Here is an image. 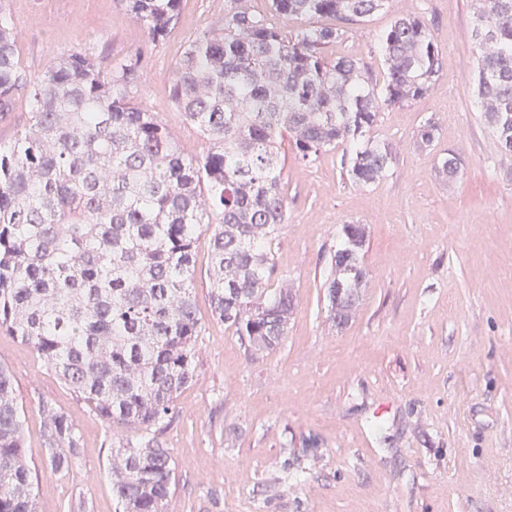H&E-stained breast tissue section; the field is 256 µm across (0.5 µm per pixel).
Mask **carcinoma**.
I'll list each match as a JSON object with an SVG mask.
<instances>
[{
    "mask_svg": "<svg viewBox=\"0 0 512 512\" xmlns=\"http://www.w3.org/2000/svg\"><path fill=\"white\" fill-rule=\"evenodd\" d=\"M153 42L177 24L181 0H121ZM388 0H225L222 28L188 42L172 73L171 97L206 139L188 157L156 113L137 100L139 59L103 68L86 50L22 68L0 0V119L15 97L27 122L0 143V330L39 360L108 425L144 432L112 451L116 512H167L175 484L168 449L148 436L171 417L194 378L201 330L194 300L195 252L208 236L212 313L256 354L279 345L293 288L269 287L272 244L286 222L284 143L302 161L342 148L358 186L393 174L391 148L365 138L388 107L425 96L443 55L423 16L399 17L375 37L384 70L330 58L347 25ZM293 17V33L274 22ZM474 103L500 152L512 154V0H477ZM438 124L417 132L434 145ZM453 151L437 175L454 181ZM326 283L329 316L345 326L365 286L363 224H344ZM43 442L53 471L73 467L80 438L66 415L42 403ZM0 512H37L24 450L23 408L0 366Z\"/></svg>",
    "mask_w": 512,
    "mask_h": 512,
    "instance_id": "1",
    "label": "carcinoma"
}]
</instances>
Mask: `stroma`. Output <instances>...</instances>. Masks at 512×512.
I'll list each match as a JSON object with an SVG mask.
<instances>
[{
    "mask_svg": "<svg viewBox=\"0 0 512 512\" xmlns=\"http://www.w3.org/2000/svg\"><path fill=\"white\" fill-rule=\"evenodd\" d=\"M476 0H390L351 26L332 57L381 72L375 35L397 16H425L444 66L431 91L380 114L371 137L396 154L391 177L353 185L335 149L305 164L286 148L288 220L274 242L272 285L295 292L288 333L253 356L211 314L207 240H199L195 376L153 436L169 448L176 484L168 512H512V155L500 153L472 105ZM24 70L35 75L76 49L103 62L138 56V99L189 155L207 141L171 99V72L189 39L221 28L224 0H182L178 24L148 41L118 0H7ZM436 145L419 146L427 119ZM459 177L435 172L442 150ZM368 229L361 305L348 325L329 317L324 283L344 224ZM0 365L24 408L25 453L38 512H114L106 474L130 429L111 428L0 334ZM80 436L70 475L51 470L41 402ZM317 440L307 472L293 460ZM462 159L455 152L448 150L439 154L437 161V175L444 182H453L461 172Z\"/></svg>",
    "mask_w": 512,
    "mask_h": 512,
    "instance_id": "1",
    "label": "stroma"
}]
</instances>
